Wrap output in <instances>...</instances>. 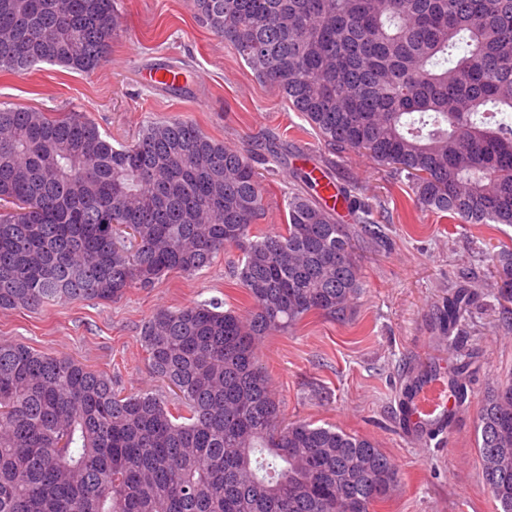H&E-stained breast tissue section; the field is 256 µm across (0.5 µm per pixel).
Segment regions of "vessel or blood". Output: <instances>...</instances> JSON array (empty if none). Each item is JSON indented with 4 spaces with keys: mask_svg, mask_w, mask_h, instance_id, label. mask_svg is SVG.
Returning <instances> with one entry per match:
<instances>
[{
    "mask_svg": "<svg viewBox=\"0 0 512 512\" xmlns=\"http://www.w3.org/2000/svg\"><path fill=\"white\" fill-rule=\"evenodd\" d=\"M458 414L456 386L442 367L425 377L409 402L399 409L402 428L417 441L444 429L449 419Z\"/></svg>",
    "mask_w": 512,
    "mask_h": 512,
    "instance_id": "vessel-or-blood-1",
    "label": "vessel or blood"
}]
</instances>
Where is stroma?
Instances as JSON below:
<instances>
[{"label": "stroma", "instance_id": "35a3bbf8", "mask_svg": "<svg viewBox=\"0 0 512 512\" xmlns=\"http://www.w3.org/2000/svg\"><path fill=\"white\" fill-rule=\"evenodd\" d=\"M115 7L121 27L100 69L87 75L41 64L22 76L1 73L0 107L85 113L116 147L134 143L146 122L171 118L238 149L258 150L262 137L274 136L277 156L256 166L264 187L256 225L269 232L285 224L299 174L314 161L328 162L337 184L372 210L383 239L375 241L339 206L363 281L349 315L311 314L258 343L283 417L367 437L393 460L400 482L375 512H501L483 479L476 419L486 392L512 377V320L494 298L502 286L495 255L512 248V226L450 221L416 207L407 180L368 155L328 151L305 118L258 80L187 0H115ZM169 66L186 74L182 90L146 85L149 70ZM238 260L232 248L195 275L171 273L112 302L0 310V342L74 357L108 374L125 394L163 392L140 343L143 325L159 310L211 299L246 314V295L234 276ZM461 284L476 286L479 295L451 342L437 316ZM474 351L479 369L449 433L424 445L405 436L395 406L406 372L437 364L452 371Z\"/></svg>", "mask_w": 512, "mask_h": 512}]
</instances>
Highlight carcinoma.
<instances>
[{
  "label": "carcinoma",
  "instance_id": "1",
  "mask_svg": "<svg viewBox=\"0 0 512 512\" xmlns=\"http://www.w3.org/2000/svg\"><path fill=\"white\" fill-rule=\"evenodd\" d=\"M323 142L408 180L463 224L512 225V0H189ZM114 0H0V73H92ZM249 152L192 123L147 122L116 148L81 113L0 108V309L114 301L168 272L242 255L248 317L204 301L158 311L141 342L172 388L122 394L81 361L0 344V512H372L398 482L369 438L282 421L257 341L344 315L363 283L349 226L301 192L284 230L253 223ZM512 303V250L497 253ZM477 289L441 310L457 326ZM485 484L512 512V381L477 416Z\"/></svg>",
  "mask_w": 512,
  "mask_h": 512
}]
</instances>
